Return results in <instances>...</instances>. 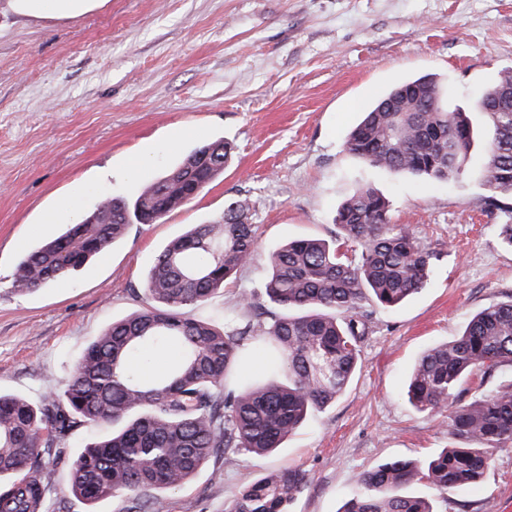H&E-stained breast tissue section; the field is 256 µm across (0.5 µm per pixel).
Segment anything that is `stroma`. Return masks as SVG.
I'll return each mask as SVG.
<instances>
[{"label": "stroma", "instance_id": "1", "mask_svg": "<svg viewBox=\"0 0 512 512\" xmlns=\"http://www.w3.org/2000/svg\"><path fill=\"white\" fill-rule=\"evenodd\" d=\"M508 67L512 0H96L66 18L0 0V391L37 402L59 390L97 336L143 307L157 253L229 200L249 201L260 258L197 309L218 325L263 281V255L289 239H332L338 206L367 186L436 253L430 284L374 311L346 390L284 448L228 449L163 492V512H224L239 490L287 469L308 478L291 512H340L363 473L439 452L444 419L409 405L407 379L428 347L512 300V248L499 235L512 202L491 203L475 175L480 154L465 176L433 182L369 166L343 143L403 79L436 74L449 105H468ZM217 139L234 155L197 198L160 223L132 225L73 277L13 290L27 248L100 195L135 198ZM69 199L63 223H44ZM46 501L50 512H126L128 498L92 507L56 475ZM434 508L512 512V442L493 451L481 483L435 497Z\"/></svg>", "mask_w": 512, "mask_h": 512}]
</instances>
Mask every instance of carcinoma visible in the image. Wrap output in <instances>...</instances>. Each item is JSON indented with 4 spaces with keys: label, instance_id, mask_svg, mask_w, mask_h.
I'll list each match as a JSON object with an SVG mask.
<instances>
[{
    "label": "carcinoma",
    "instance_id": "1",
    "mask_svg": "<svg viewBox=\"0 0 512 512\" xmlns=\"http://www.w3.org/2000/svg\"><path fill=\"white\" fill-rule=\"evenodd\" d=\"M512 69L470 108H448L434 74L406 80L384 95L349 133L345 149L364 163L429 181L476 171L489 198L512 199ZM405 98L403 112L389 104ZM482 128L471 113L483 106ZM234 145L198 147L132 201L105 196L76 224L33 246L17 262L19 292L68 278L123 240L133 224H156L224 173ZM237 199L206 224L170 240L142 285L146 306L114 321L70 369L64 385L35 406L0 393V512H44L45 480L66 438L81 427L91 438L68 468L67 489L95 504L129 495L128 512H161V492L196 475L227 448L265 456L314 413L336 402L354 376L373 308L394 309L430 283L435 253L389 201L369 187L338 208L331 240L286 242L265 257L260 291H243L223 328L194 309L252 264L257 226ZM174 343L179 359L157 376L132 371ZM257 346L269 366L250 377L244 363ZM512 300L484 308L454 339L428 348L409 378L419 411L445 415L448 447L424 460L387 462L359 478L342 512H433L431 494L477 484L490 450L512 441ZM476 372L501 375L489 394L467 396ZM308 480L299 471L269 472L235 495L228 512H289ZM422 486L420 493L410 492Z\"/></svg>",
    "mask_w": 512,
    "mask_h": 512
}]
</instances>
